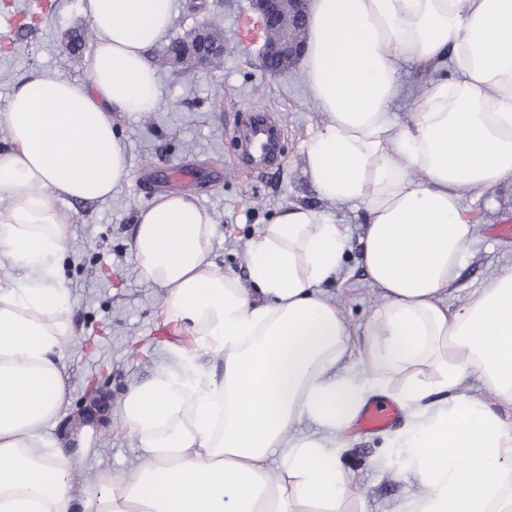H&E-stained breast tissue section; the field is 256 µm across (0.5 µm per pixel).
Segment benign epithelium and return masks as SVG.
<instances>
[{
	"label": "benign epithelium",
	"instance_id": "obj_1",
	"mask_svg": "<svg viewBox=\"0 0 512 512\" xmlns=\"http://www.w3.org/2000/svg\"><path fill=\"white\" fill-rule=\"evenodd\" d=\"M251 9L263 33L258 59L264 72L276 76L292 68L305 49L308 0H251ZM209 41L223 44L222 38L206 29L192 32L188 35V45L175 51L173 60L178 64L188 63L193 68L213 66L214 54L203 49ZM109 408L104 385L92 383L84 407L87 417H101Z\"/></svg>",
	"mask_w": 512,
	"mask_h": 512
}]
</instances>
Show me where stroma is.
<instances>
[{"label": "stroma", "mask_w": 512, "mask_h": 512, "mask_svg": "<svg viewBox=\"0 0 512 512\" xmlns=\"http://www.w3.org/2000/svg\"><path fill=\"white\" fill-rule=\"evenodd\" d=\"M173 25L165 41L147 51L160 82V97L149 112L116 113L126 147L132 181L111 199L85 203L65 200L74 216L66 259V278L75 331L61 349L69 375L71 403L63 417L68 431L49 426L48 436L77 449L78 439L92 431L98 453L74 471L71 482L90 490L88 475L102 470H131L139 463L136 440L118 416L93 425L77 421L92 377L106 374L113 403H120L129 383L149 378L167 359V348L186 343L185 332L162 315L163 291L146 281L132 242L137 214L160 194H187L215 221L212 257L238 277H245L244 257L252 234L280 207L289 203L320 205L327 219L347 226L345 268L329 293L346 323L362 330L382 299L356 257L362 236L357 207L320 201L304 170L306 144L325 120L310 98L300 69L266 75L256 55L241 54L237 42L248 35L250 0H173ZM89 25L82 0H0V110L11 93L33 72L73 80L87 78L91 45L71 53L64 34ZM207 27L224 37V60L207 69L175 68L167 62L170 40ZM257 112L280 121L279 165L251 172L232 170L240 128ZM469 214L478 228L475 242L457 282L448 291L451 307H465L485 281L512 268V237L497 228L512 225V184L478 195L466 193ZM392 428L372 432L350 426L342 437V465L351 496L345 512H398L418 489L407 468L389 461Z\"/></svg>", "instance_id": "obj_1"}]
</instances>
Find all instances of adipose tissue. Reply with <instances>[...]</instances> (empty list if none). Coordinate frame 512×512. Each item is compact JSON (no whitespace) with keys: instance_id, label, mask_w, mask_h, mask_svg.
Returning <instances> with one entry per match:
<instances>
[{"instance_id":"1","label":"adipose tissue","mask_w":512,"mask_h":512,"mask_svg":"<svg viewBox=\"0 0 512 512\" xmlns=\"http://www.w3.org/2000/svg\"><path fill=\"white\" fill-rule=\"evenodd\" d=\"M83 10L96 33L86 82L34 72L0 113V512H340L339 434L393 394L408 422L392 446L423 488L401 512H512V432L459 391L476 375L512 403V269L463 309L442 298L476 236L463 191L512 183V0H314L302 72L325 121L306 172L323 199L361 205L360 260L384 298L359 365L343 364L351 332L324 290L342 269L341 225L281 207L248 245L246 288L211 259L212 215L191 196H161L138 214L133 250L190 341L122 402L138 466L99 471L84 493L70 475L92 435L74 453L44 434L70 400L60 350L73 335V216L60 204L131 182L112 115L155 108L146 52L173 5ZM404 64L428 80L400 82ZM402 98L405 120L393 112ZM202 353L224 367L204 384L192 375ZM420 365L436 369L433 382L392 390ZM305 421L313 433H299Z\"/></svg>"}]
</instances>
